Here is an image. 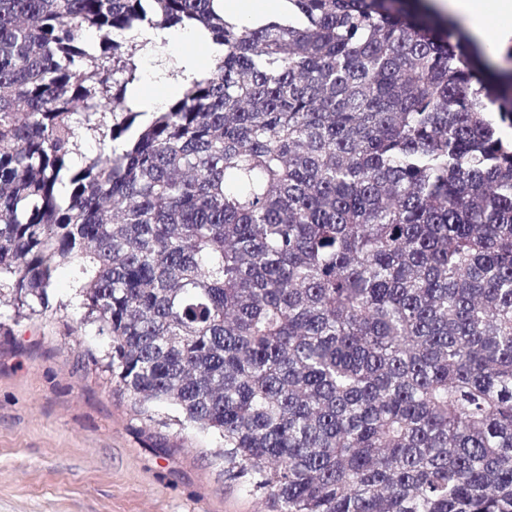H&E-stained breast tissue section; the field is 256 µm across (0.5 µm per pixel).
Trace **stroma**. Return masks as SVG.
<instances>
[{"label": "stroma", "mask_w": 512, "mask_h": 512, "mask_svg": "<svg viewBox=\"0 0 512 512\" xmlns=\"http://www.w3.org/2000/svg\"><path fill=\"white\" fill-rule=\"evenodd\" d=\"M81 316L66 266L35 314L0 301V512H269L215 437L134 411L90 358L110 336Z\"/></svg>", "instance_id": "35a3bbf8"}]
</instances>
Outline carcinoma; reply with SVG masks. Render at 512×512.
<instances>
[{"mask_svg":"<svg viewBox=\"0 0 512 512\" xmlns=\"http://www.w3.org/2000/svg\"><path fill=\"white\" fill-rule=\"evenodd\" d=\"M282 3L0 0V291L73 264L270 512H512V72L425 0ZM143 27L210 49L145 125ZM279 4L280 0H225L224 10L237 16H255L275 10Z\"/></svg>","mask_w":512,"mask_h":512,"instance_id":"cac0c4a2","label":"carcinoma"}]
</instances>
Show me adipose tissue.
<instances>
[{"label": "adipose tissue", "instance_id": "adipose-tissue-1", "mask_svg": "<svg viewBox=\"0 0 512 512\" xmlns=\"http://www.w3.org/2000/svg\"><path fill=\"white\" fill-rule=\"evenodd\" d=\"M439 5L463 18L469 33L491 52L512 41V0H439ZM141 83V89L133 94V104L148 115L159 111L171 93L182 88L181 82L160 78L150 66L145 68Z\"/></svg>", "mask_w": 512, "mask_h": 512}]
</instances>
